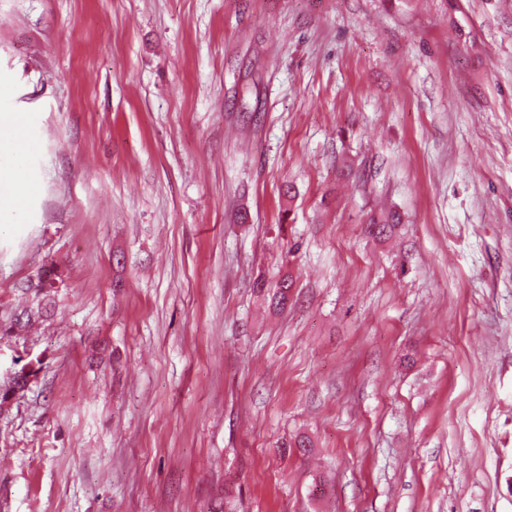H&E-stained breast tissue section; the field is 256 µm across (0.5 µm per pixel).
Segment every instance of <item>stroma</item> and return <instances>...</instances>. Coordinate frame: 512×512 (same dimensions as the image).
<instances>
[{"label": "stroma", "instance_id": "obj_1", "mask_svg": "<svg viewBox=\"0 0 512 512\" xmlns=\"http://www.w3.org/2000/svg\"><path fill=\"white\" fill-rule=\"evenodd\" d=\"M1 111L0 512H512V0H0ZM22 144L18 135L0 140V182L7 178V183L13 187H21L25 184L19 167V160L22 157ZM399 224H402L400 212L397 210H389L381 213L376 218H371L369 224H367V232L379 238L388 237ZM58 276L53 266L45 267L38 275V283L36 286L28 285V288H36V294L41 295L36 306L26 308L16 315L13 325L0 329L1 335H8L12 332L14 325L25 326L33 322L48 317L52 311V299L50 288H54ZM37 371L30 363L23 365L20 369L14 370L8 377L6 384L0 387V412H9L8 409L4 410L6 403L17 393L28 390L27 382L31 380V377L36 375ZM15 397L11 399L10 405L12 404Z\"/></svg>", "mask_w": 512, "mask_h": 512}]
</instances>
